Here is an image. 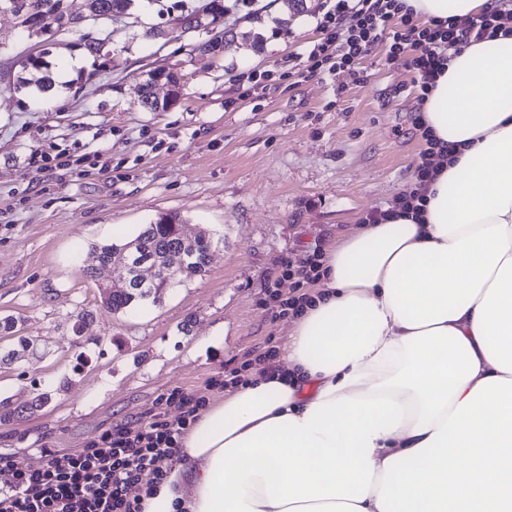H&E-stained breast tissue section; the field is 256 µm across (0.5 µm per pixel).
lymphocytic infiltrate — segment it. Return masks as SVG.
Returning <instances> with one entry per match:
<instances>
[{"mask_svg":"<svg viewBox=\"0 0 512 512\" xmlns=\"http://www.w3.org/2000/svg\"><path fill=\"white\" fill-rule=\"evenodd\" d=\"M355 24H347V17ZM512 8H495L464 25L417 23L404 0H335L319 27L323 38L307 57L306 73L313 76L354 68L377 42L388 44L387 59L413 72L421 91L433 87L451 58L462 48L505 32ZM320 250L299 260H286L282 274L293 280L294 296L272 293L274 317L298 314L306 301L301 290L319 278ZM207 406L204 395L172 390L161 396L158 410L138 428L105 431L74 454L43 450L39 464L12 468L9 458L0 466L11 468L12 480L0 488V512H142L141 502L127 489L142 479L162 483L169 465L178 459L184 434Z\"/></svg>","mask_w":512,"mask_h":512,"instance_id":"lymphocytic-infiltrate-1","label":"lymphocytic infiltrate"}]
</instances>
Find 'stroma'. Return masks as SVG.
<instances>
[{
	"mask_svg": "<svg viewBox=\"0 0 512 512\" xmlns=\"http://www.w3.org/2000/svg\"><path fill=\"white\" fill-rule=\"evenodd\" d=\"M204 2L161 0L114 22L103 66L69 70L76 51L58 39L49 97L14 91L32 42L0 15V318L20 328L0 338V399L51 396L0 422V456L16 467L148 421L172 389L223 397L210 379L287 339L290 319L264 304L282 259L337 246L415 181L425 148L411 125L418 92L411 71L387 62L386 44L354 69L304 79L288 61L320 41L325 0H305L298 15L286 0H224V54L213 59L192 50L206 31L175 22ZM151 26L164 37L147 39ZM158 66L183 78L182 95L148 112L139 96ZM253 73L269 79L253 85ZM35 150L50 155L48 168L28 165ZM162 213L208 231L205 275L162 304L105 311L97 285L110 273L95 244ZM280 281L291 297V280Z\"/></svg>",
	"mask_w": 512,
	"mask_h": 512,
	"instance_id": "stroma-1",
	"label": "stroma"
}]
</instances>
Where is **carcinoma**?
Returning <instances> with one entry per match:
<instances>
[{
    "label": "carcinoma",
    "mask_w": 512,
    "mask_h": 512,
    "mask_svg": "<svg viewBox=\"0 0 512 512\" xmlns=\"http://www.w3.org/2000/svg\"><path fill=\"white\" fill-rule=\"evenodd\" d=\"M22 12L17 22L20 30L30 38H39L45 48L32 52L18 61L19 73L14 88L22 92L31 87L46 93L53 87L51 65L47 60L49 49L46 45L62 35L77 34L79 38L74 45L101 57L103 44L86 40V31L94 25L107 26L131 14L137 0H81L74 5V0H16ZM225 11L224 0H208L200 11H193L180 16L182 20H200L206 25L212 24L217 15ZM39 19L49 21L50 28L38 30L34 23ZM183 220L176 214L158 216L154 221L142 225L132 237L120 242L95 246L102 263L112 262L113 256L124 252L130 245H135V260L161 259L170 262L174 259L186 262L188 276L206 272L203 258L211 248L210 235L204 233L192 248L183 246L180 228ZM163 283L147 285L143 288L116 289L110 294L109 310L118 313L135 308L147 299H156L165 293ZM46 404V396L41 393L32 400L15 403L8 398L0 400V422H8Z\"/></svg>",
    "instance_id": "obj_1"
}]
</instances>
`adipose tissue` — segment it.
Instances as JSON below:
<instances>
[{"label":"adipose tissue","instance_id":"obj_1","mask_svg":"<svg viewBox=\"0 0 512 512\" xmlns=\"http://www.w3.org/2000/svg\"><path fill=\"white\" fill-rule=\"evenodd\" d=\"M424 118L457 151L422 212L325 252L280 359L200 414L143 512H512V35L454 56Z\"/></svg>","mask_w":512,"mask_h":512}]
</instances>
